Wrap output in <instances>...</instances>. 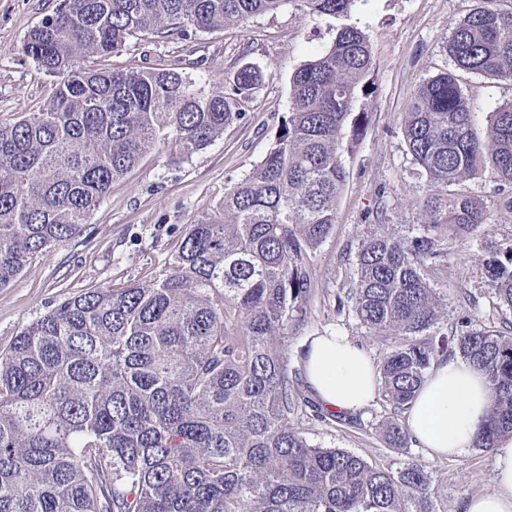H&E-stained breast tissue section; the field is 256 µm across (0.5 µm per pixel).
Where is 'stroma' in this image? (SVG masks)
I'll use <instances>...</instances> for the list:
<instances>
[{
  "label": "stroma",
  "instance_id": "1",
  "mask_svg": "<svg viewBox=\"0 0 512 512\" xmlns=\"http://www.w3.org/2000/svg\"><path fill=\"white\" fill-rule=\"evenodd\" d=\"M481 0H357L348 16H312L289 4L277 12L215 31L131 38L105 65L115 70L163 68L182 58V72L208 88L231 81L241 67L261 74L240 119L191 160L170 161L153 151L123 178L94 212L83 234L70 244L34 258L8 287L0 288V349L27 324L63 297L94 286L123 288L147 283L164 270L189 224L214 213L224 191L244 178L273 147L288 114L292 72L329 48L338 28L353 25L369 39L373 67L368 94L355 111L367 116L357 144L343 156L347 179L336 204V222L312 262L307 318L288 328L290 374H302L309 340L331 328L342 329L373 361L387 351L367 336L351 311H339L355 276L358 244L373 225L387 224L400 235L426 224L421 202L428 183L408 153L401 127L416 88L428 77L456 72L465 96L479 113L512 101V80L456 71L448 55L453 26ZM57 0H0V121L35 112L52 95V80L21 52L33 27L51 15ZM480 201L490 218L471 235L448 242V264L431 283L446 301L439 323L448 332L461 318L474 326L512 329V310L498 308L485 276V246L512 243V185L496 182L489 166L455 187ZM388 414L382 400L340 419L303 418L307 440L342 448L383 467L420 461L442 478L440 497L448 512H461L471 496L494 487L492 454L478 448L458 458L431 456L418 444L402 452L385 442L379 426Z\"/></svg>",
  "mask_w": 512,
  "mask_h": 512
}]
</instances>
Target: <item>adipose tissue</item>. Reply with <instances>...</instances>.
I'll return each instance as SVG.
<instances>
[{"label": "adipose tissue", "instance_id": "adipose-tissue-1", "mask_svg": "<svg viewBox=\"0 0 512 512\" xmlns=\"http://www.w3.org/2000/svg\"><path fill=\"white\" fill-rule=\"evenodd\" d=\"M303 366L308 385L328 409L353 414L376 397L373 360L343 332L313 337ZM489 404L483 372L451 357L434 365L407 414L406 426L430 455L460 457L473 447ZM493 470L494 490L467 500L463 512H512V436L498 441Z\"/></svg>", "mask_w": 512, "mask_h": 512}]
</instances>
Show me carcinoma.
Instances as JSON below:
<instances>
[{
	"label": "carcinoma",
	"instance_id": "cac0c4a2",
	"mask_svg": "<svg viewBox=\"0 0 512 512\" xmlns=\"http://www.w3.org/2000/svg\"><path fill=\"white\" fill-rule=\"evenodd\" d=\"M356 0H59L22 52L53 79L48 104L0 122V288L33 258L83 232L122 178L156 147L191 159L242 116L260 74L231 88L195 86L167 68L122 71L96 61L143 32L212 31L288 3L346 16ZM483 0L453 27L455 68L512 79V12ZM366 34L345 25L290 78L288 119L267 155L190 225L148 284L64 297L0 351V512H447L438 476L420 462L392 470L309 444V401L288 372V324L307 316L315 251L336 223L342 161L362 135ZM477 112L453 73L426 79L402 128L425 173L429 222L400 238L377 224L359 245L347 303L367 335L393 337L381 360L389 447L412 436L406 414L434 364L482 368L492 403L476 447L512 435V331L467 322L435 331L443 299L427 279L448 235L488 220L452 187L490 160L512 185V103ZM512 310V244L484 262Z\"/></svg>",
	"mask_w": 512,
	"mask_h": 512
}]
</instances>
